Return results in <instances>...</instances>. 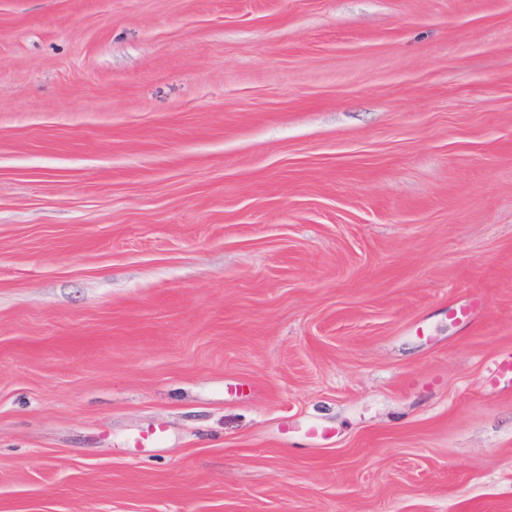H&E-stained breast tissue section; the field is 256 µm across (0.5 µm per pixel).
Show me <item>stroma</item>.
Wrapping results in <instances>:
<instances>
[{
    "label": "stroma",
    "instance_id": "stroma-1",
    "mask_svg": "<svg viewBox=\"0 0 512 512\" xmlns=\"http://www.w3.org/2000/svg\"><path fill=\"white\" fill-rule=\"evenodd\" d=\"M509 356L512 0H0V512H512ZM483 309L479 299H462L448 307V319L458 325H468L479 317ZM483 383L491 388L502 387L512 383V360L502 359L490 367L484 376Z\"/></svg>",
    "mask_w": 512,
    "mask_h": 512
}]
</instances>
